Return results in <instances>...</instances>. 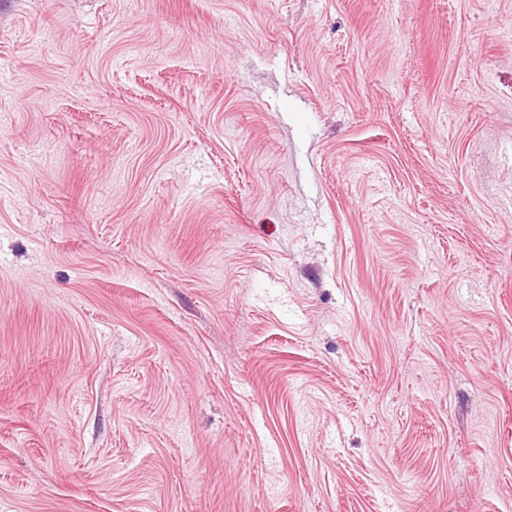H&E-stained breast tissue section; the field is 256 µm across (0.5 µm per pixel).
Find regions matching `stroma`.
<instances>
[{"instance_id": "stroma-1", "label": "stroma", "mask_w": 512, "mask_h": 512, "mask_svg": "<svg viewBox=\"0 0 512 512\" xmlns=\"http://www.w3.org/2000/svg\"><path fill=\"white\" fill-rule=\"evenodd\" d=\"M0 512H512V0H0Z\"/></svg>"}]
</instances>
